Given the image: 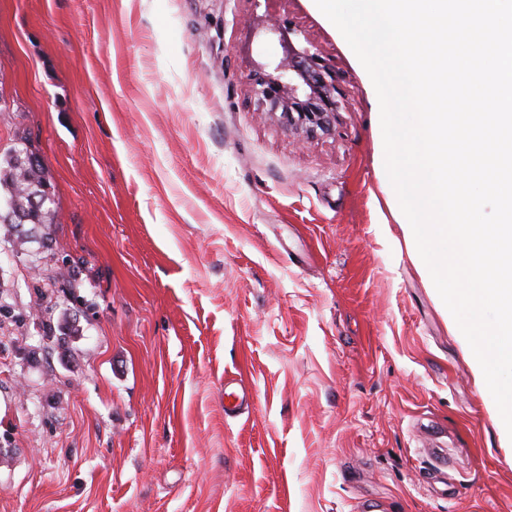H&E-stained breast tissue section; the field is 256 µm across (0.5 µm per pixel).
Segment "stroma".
<instances>
[{"mask_svg":"<svg viewBox=\"0 0 512 512\" xmlns=\"http://www.w3.org/2000/svg\"><path fill=\"white\" fill-rule=\"evenodd\" d=\"M271 20L334 65L333 135L257 111ZM377 109L314 0H0V154L26 139L56 208L0 238V512H512Z\"/></svg>","mask_w":512,"mask_h":512,"instance_id":"obj_1","label":"stroma"}]
</instances>
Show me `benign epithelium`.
<instances>
[{"label":"benign epithelium","instance_id":"1","mask_svg":"<svg viewBox=\"0 0 512 512\" xmlns=\"http://www.w3.org/2000/svg\"><path fill=\"white\" fill-rule=\"evenodd\" d=\"M264 31L279 36L283 54L272 65H257L251 74L258 111L306 138L333 134L336 116L345 108L336 70L320 52L297 47L291 38L295 31L286 25L269 23Z\"/></svg>","mask_w":512,"mask_h":512}]
</instances>
